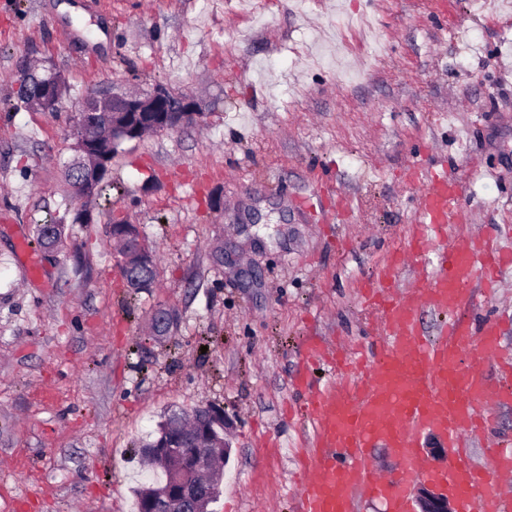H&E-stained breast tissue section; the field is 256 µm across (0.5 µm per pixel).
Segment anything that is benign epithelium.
I'll use <instances>...</instances> for the list:
<instances>
[{
    "mask_svg": "<svg viewBox=\"0 0 512 512\" xmlns=\"http://www.w3.org/2000/svg\"><path fill=\"white\" fill-rule=\"evenodd\" d=\"M37 71L31 61L21 56L17 63L16 85L30 87ZM65 92L61 74H49L36 92H29L17 100V106L50 112L58 106ZM106 104L118 119L115 126L122 134L137 136L145 127L159 132L175 130L196 120L199 116L198 99L189 93H173L165 85L156 83L147 89L131 93L125 89L99 86L83 101L72 119L74 154L93 163L98 175H107L109 161L98 149V140L91 139L87 130L97 125L101 105ZM156 331L163 337L178 323L172 308L161 307L153 314ZM196 424L184 432L181 439L161 438L151 448L143 449L156 465L171 472L169 481L160 486L141 490L142 512H212L211 505L220 496L217 479L206 478L211 460L219 453L229 454L227 435L233 428L224 409L218 405L199 406L194 411ZM420 512H457L447 495L438 493L422 483L416 493Z\"/></svg>",
    "mask_w": 512,
    "mask_h": 512,
    "instance_id": "1",
    "label": "benign epithelium"
}]
</instances>
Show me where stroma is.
Returning a JSON list of instances; mask_svg holds the SVG:
<instances>
[{"label":"stroma","mask_w":512,"mask_h":512,"mask_svg":"<svg viewBox=\"0 0 512 512\" xmlns=\"http://www.w3.org/2000/svg\"><path fill=\"white\" fill-rule=\"evenodd\" d=\"M348 14L369 31H338ZM26 55L69 85L58 111H0V512H131L164 414L235 424L213 512H300L293 414L321 341L372 347L366 289L417 211L416 175L462 185L459 225L512 247V7L502 0H0V100ZM161 83L202 116L125 143L109 202L53 253L37 222L71 196L63 163L87 91ZM156 247L133 292L108 226ZM42 275L30 279L22 264ZM162 306L178 325L159 342ZM512 355V266L494 300ZM157 276V264L155 262H144L137 259L132 269L123 275L128 286L135 290H142L154 283Z\"/></svg>","instance_id":"1"}]
</instances>
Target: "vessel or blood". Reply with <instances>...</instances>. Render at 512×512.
Instances as JSON below:
<instances>
[{"instance_id": "b4317fda", "label": "vessel or blood", "mask_w": 512, "mask_h": 512, "mask_svg": "<svg viewBox=\"0 0 512 512\" xmlns=\"http://www.w3.org/2000/svg\"><path fill=\"white\" fill-rule=\"evenodd\" d=\"M460 196V184L447 176L424 183L407 245L376 272L375 350L332 353L320 343L309 346L308 361H329L336 379L306 398L313 438L300 452L301 512H354L360 498L385 501L388 512H411L419 482L447 488L460 512H512V495L500 484L501 476L512 473V453L489 443L488 469L477 466L471 452L473 438L495 430L496 408L512 397L496 376L503 366L499 325L492 318L452 321L431 340L424 338L420 321L425 308L475 306L478 295H491L501 269L512 264V250L495 245L490 233L441 247ZM430 251L438 258L434 270L417 278L409 296L397 294L400 266ZM426 440L447 449L446 468L423 464L419 449ZM377 448L394 455L392 471L378 469Z\"/></svg>"}]
</instances>
